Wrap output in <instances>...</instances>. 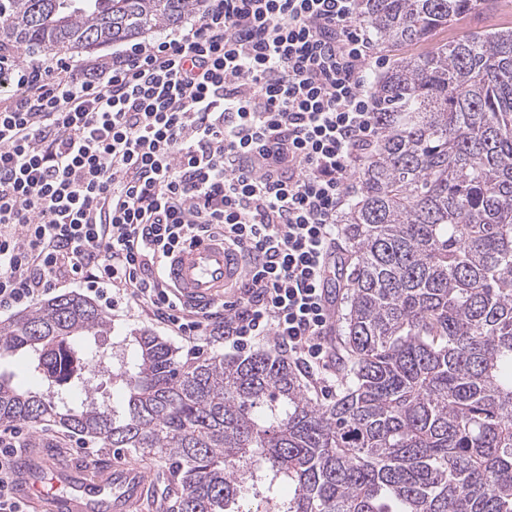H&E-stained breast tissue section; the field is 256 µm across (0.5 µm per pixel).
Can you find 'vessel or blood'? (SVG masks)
<instances>
[{
	"instance_id": "obj_1",
	"label": "vessel or blood",
	"mask_w": 512,
	"mask_h": 512,
	"mask_svg": "<svg viewBox=\"0 0 512 512\" xmlns=\"http://www.w3.org/2000/svg\"><path fill=\"white\" fill-rule=\"evenodd\" d=\"M247 270L243 255L214 237L176 252L164 281L183 304L200 309L230 300ZM148 480L143 465L121 458L89 478L47 460L36 468L15 466V487L35 512H147Z\"/></svg>"
}]
</instances>
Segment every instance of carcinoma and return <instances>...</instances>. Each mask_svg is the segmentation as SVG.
<instances>
[{"mask_svg":"<svg viewBox=\"0 0 512 512\" xmlns=\"http://www.w3.org/2000/svg\"><path fill=\"white\" fill-rule=\"evenodd\" d=\"M482 0H360L375 44L426 40ZM191 0H0V50L84 53L175 25ZM378 134L336 223L347 245L341 390L324 406L283 355L183 363L145 331L95 402L69 293L0 322L44 389L0 378V423L49 421L171 462L173 512H512V29L393 64ZM292 487L284 501L278 484ZM90 384L92 394L99 400H104L110 407L119 410L125 405L126 395L123 390L114 387L109 373L100 371L98 368L91 375Z\"/></svg>","mask_w":512,"mask_h":512,"instance_id":"carcinoma-1","label":"carcinoma"}]
</instances>
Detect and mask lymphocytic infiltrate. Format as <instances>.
<instances>
[{
  "instance_id": "lymphocytic-infiltrate-1",
  "label": "lymphocytic infiltrate",
  "mask_w": 512,
  "mask_h": 512,
  "mask_svg": "<svg viewBox=\"0 0 512 512\" xmlns=\"http://www.w3.org/2000/svg\"><path fill=\"white\" fill-rule=\"evenodd\" d=\"M148 43L0 67V311L86 278L176 335L273 339L326 371L325 273L347 181L376 136L359 0H204ZM218 236L249 258L234 299L183 305L169 255ZM0 430V512H25Z\"/></svg>"
}]
</instances>
